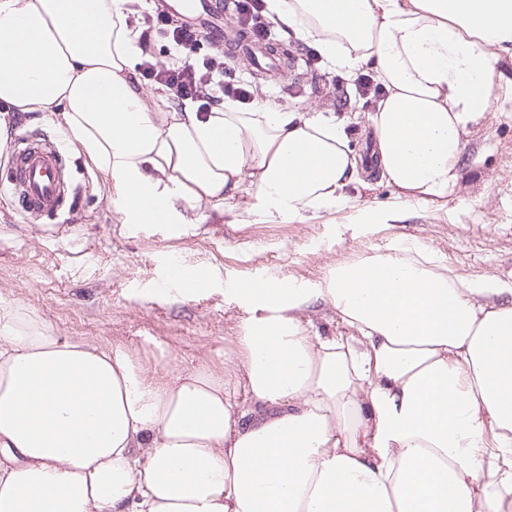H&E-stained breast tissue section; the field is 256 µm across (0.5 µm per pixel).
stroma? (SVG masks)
<instances>
[{
  "label": "stroma",
  "instance_id": "35a3bbf8",
  "mask_svg": "<svg viewBox=\"0 0 512 512\" xmlns=\"http://www.w3.org/2000/svg\"><path fill=\"white\" fill-rule=\"evenodd\" d=\"M231 72L270 106L346 119L354 152L369 147L365 116H350L366 99L355 79L328 64L316 77L323 85L318 92L306 81L254 80L244 59L233 60ZM494 83L489 109L464 137L461 179L448 196L404 200L370 172L347 186L351 207L302 223L263 220L259 199L245 195L236 208L210 213L200 224H126L113 207L109 181L68 149L77 194L65 223L22 212L11 191L0 190V299L36 310L59 335L138 347L147 376L162 381L182 368L229 367L247 316L229 290L246 282L297 279L315 286L336 263L413 244L463 279L512 285V56L500 57ZM6 114L11 132L0 143V170L21 137H62L43 113ZM360 209L381 214V221L355 223ZM174 263L207 272L209 292L182 296L169 288Z\"/></svg>",
  "mask_w": 512,
  "mask_h": 512
}]
</instances>
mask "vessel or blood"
Here are the masks:
<instances>
[{
    "label": "vessel or blood",
    "mask_w": 512,
    "mask_h": 512,
    "mask_svg": "<svg viewBox=\"0 0 512 512\" xmlns=\"http://www.w3.org/2000/svg\"><path fill=\"white\" fill-rule=\"evenodd\" d=\"M167 11L182 15L185 22L203 29L211 38H219L217 17L224 6L221 0H167ZM258 72H271L279 56L277 48L246 43ZM0 183L8 185L18 205L26 212L54 221L71 205L72 181L66 157L58 147L32 140L19 149Z\"/></svg>",
    "instance_id": "b4317fda"
}]
</instances>
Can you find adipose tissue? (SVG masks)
<instances>
[{
	"mask_svg": "<svg viewBox=\"0 0 512 512\" xmlns=\"http://www.w3.org/2000/svg\"><path fill=\"white\" fill-rule=\"evenodd\" d=\"M131 2L0 0V102L56 118L124 223L202 220L251 192L289 223L349 206L359 158L335 116L156 111L134 76ZM265 8L337 69L376 71L381 179L420 201L454 190L462 137L512 54V0ZM232 294L249 315L228 374L162 382L136 349L58 335L0 300V512H512V286L404 246L316 288ZM318 299L352 337L310 335Z\"/></svg>",
	"mask_w": 512,
	"mask_h": 512,
	"instance_id": "1",
	"label": "adipose tissue"
}]
</instances>
